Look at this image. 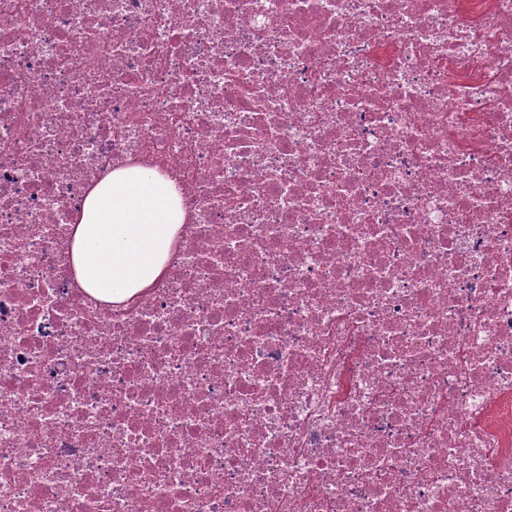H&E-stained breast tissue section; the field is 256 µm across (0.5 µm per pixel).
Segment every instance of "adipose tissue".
<instances>
[{"mask_svg": "<svg viewBox=\"0 0 512 512\" xmlns=\"http://www.w3.org/2000/svg\"><path fill=\"white\" fill-rule=\"evenodd\" d=\"M185 220L164 173L118 166L86 195L71 226L70 259L93 297L121 302L159 278Z\"/></svg>", "mask_w": 512, "mask_h": 512, "instance_id": "obj_1", "label": "adipose tissue"}]
</instances>
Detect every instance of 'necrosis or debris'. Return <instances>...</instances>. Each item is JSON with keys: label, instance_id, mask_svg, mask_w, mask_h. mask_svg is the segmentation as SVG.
Returning a JSON list of instances; mask_svg holds the SVG:
<instances>
[{"label": "necrosis or debris", "instance_id": "1", "mask_svg": "<svg viewBox=\"0 0 512 512\" xmlns=\"http://www.w3.org/2000/svg\"><path fill=\"white\" fill-rule=\"evenodd\" d=\"M0 512H512V0H0ZM184 220L179 191L164 173L116 166L70 225L77 282L112 303L144 291L164 272Z\"/></svg>", "mask_w": 512, "mask_h": 512}]
</instances>
